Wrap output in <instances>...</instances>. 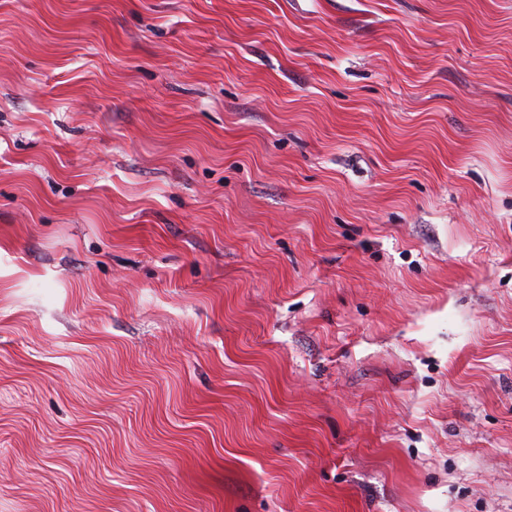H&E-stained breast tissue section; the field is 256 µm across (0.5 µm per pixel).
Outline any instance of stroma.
<instances>
[{"label":"stroma","mask_w":512,"mask_h":512,"mask_svg":"<svg viewBox=\"0 0 512 512\" xmlns=\"http://www.w3.org/2000/svg\"><path fill=\"white\" fill-rule=\"evenodd\" d=\"M0 512H512V0H0Z\"/></svg>","instance_id":"stroma-1"}]
</instances>
